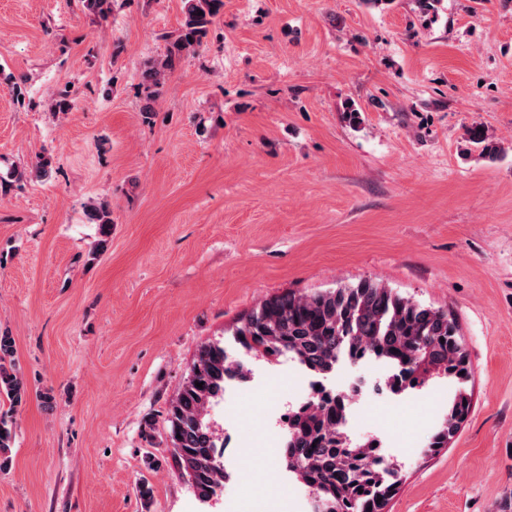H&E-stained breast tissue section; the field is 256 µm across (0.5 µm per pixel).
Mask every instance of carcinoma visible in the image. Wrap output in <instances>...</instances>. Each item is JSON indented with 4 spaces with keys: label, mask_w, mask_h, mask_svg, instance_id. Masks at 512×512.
I'll return each instance as SVG.
<instances>
[{
    "label": "carcinoma",
    "mask_w": 512,
    "mask_h": 512,
    "mask_svg": "<svg viewBox=\"0 0 512 512\" xmlns=\"http://www.w3.org/2000/svg\"><path fill=\"white\" fill-rule=\"evenodd\" d=\"M220 6L221 0H186L181 34L143 72L147 97L159 93L182 52L200 43ZM48 166L43 159L28 170H14L10 177L0 178V197L7 196L26 175L47 176ZM88 218L99 227L97 253L112 235V214L102 203L88 211ZM233 336L257 358L273 362L287 355L322 377L333 372L343 357L354 363L364 356L382 360L393 368L385 386L398 394L442 376L463 384L471 375L461 336L447 311L423 305L371 278L267 299L240 321ZM14 350V338L1 333L0 392L16 408L27 402L30 392L16 368ZM248 373L244 363L229 360L223 346L207 344L196 372L187 377L169 406L172 454L182 477L202 501L217 496L226 480L216 455V429L206 420L208 409L224 397L231 379L245 380ZM465 400L470 395L465 388H457L448 403V416L428 445L431 452L447 447L465 421L470 411ZM346 423L343 398L326 396L288 410L282 459L311 495L333 503L335 512H386L401 484L402 467L383 464L373 441L354 440ZM13 440L12 425L1 417L0 469L9 464L7 453Z\"/></svg>",
    "instance_id": "1"
}]
</instances>
